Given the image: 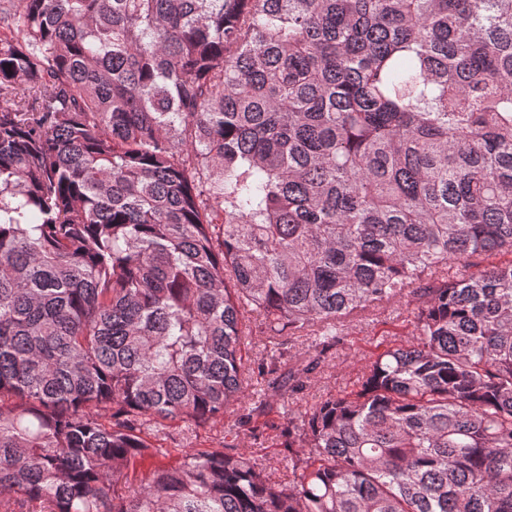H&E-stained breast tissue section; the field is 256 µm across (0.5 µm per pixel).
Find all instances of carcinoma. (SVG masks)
<instances>
[{
  "label": "carcinoma",
  "instance_id": "1",
  "mask_svg": "<svg viewBox=\"0 0 512 512\" xmlns=\"http://www.w3.org/2000/svg\"><path fill=\"white\" fill-rule=\"evenodd\" d=\"M7 2L0 512H512V261L464 273L512 255V0ZM228 412L252 451L153 442ZM411 297H397L345 322V345L331 351L325 364L311 375L307 390L300 395L302 408L319 397L338 395L355 389L362 366L375 353L410 339L412 328L406 321L414 306Z\"/></svg>",
  "mask_w": 512,
  "mask_h": 512
}]
</instances>
